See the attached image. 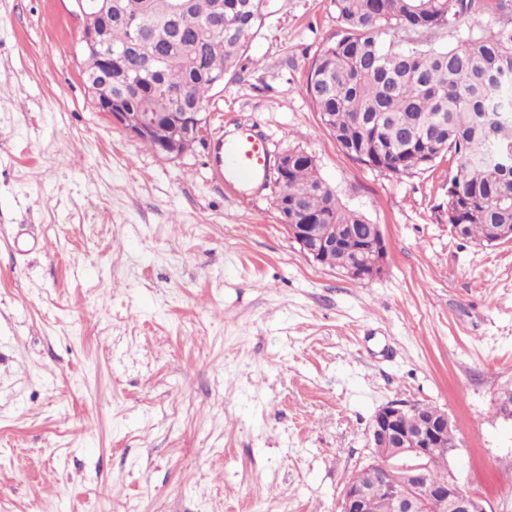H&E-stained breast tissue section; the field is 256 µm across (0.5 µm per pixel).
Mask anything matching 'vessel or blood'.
Listing matches in <instances>:
<instances>
[{
    "label": "vessel or blood",
    "mask_w": 512,
    "mask_h": 512,
    "mask_svg": "<svg viewBox=\"0 0 512 512\" xmlns=\"http://www.w3.org/2000/svg\"><path fill=\"white\" fill-rule=\"evenodd\" d=\"M270 165L265 139L252 127H239L234 138L218 141L215 151V174L233 183H250L264 178Z\"/></svg>",
    "instance_id": "b4317fda"
}]
</instances>
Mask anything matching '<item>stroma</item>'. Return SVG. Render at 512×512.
Listing matches in <instances>:
<instances>
[{
    "label": "stroma",
    "instance_id": "1",
    "mask_svg": "<svg viewBox=\"0 0 512 512\" xmlns=\"http://www.w3.org/2000/svg\"><path fill=\"white\" fill-rule=\"evenodd\" d=\"M331 0H269L249 65L166 160L99 112L69 0H0V512H339L379 406L446 409L449 467L512 512V243L448 222L452 162L353 161L303 92ZM313 155L389 265L307 259L275 172L225 190L218 132Z\"/></svg>",
    "mask_w": 512,
    "mask_h": 512
}]
</instances>
